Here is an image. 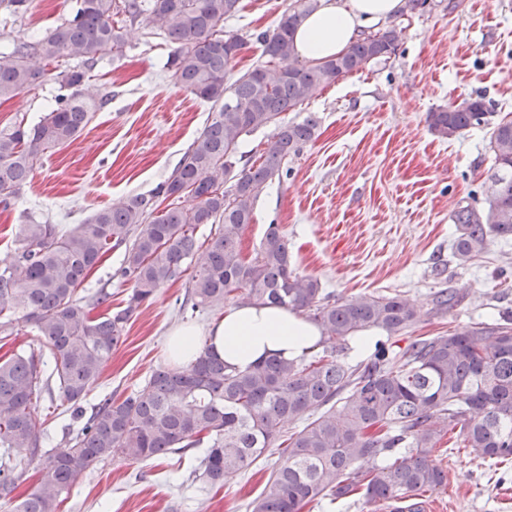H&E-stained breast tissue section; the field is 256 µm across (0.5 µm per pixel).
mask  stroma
<instances>
[{"label":"stroma","instance_id":"stroma-1","mask_svg":"<svg viewBox=\"0 0 512 512\" xmlns=\"http://www.w3.org/2000/svg\"><path fill=\"white\" fill-rule=\"evenodd\" d=\"M291 0H241L230 29L272 28ZM77 0H32L28 12L0 10V44L20 35H44L70 17ZM403 41L396 56L369 63L332 83L307 109L320 119L317 137L290 157L287 169L259 197L252 224L240 235L253 257L268 225L288 237L294 263L317 277L335 298L398 290L420 318L399 337L470 330L512 312V240H497L479 260L460 267L451 256L452 212L461 202L486 205L491 179L490 131L473 129L453 140L433 135L428 112L481 96L499 115L512 114V0H433L431 10L399 12ZM172 48L150 39L142 26L126 29L125 56L101 60L92 84L108 87L111 101L80 136L38 165L20 197L0 208V265L12 260L21 224L34 215L78 224L95 209L144 193L165 179L203 130L210 106L175 83L166 66ZM59 86H39L0 102V129L33 124L49 112ZM121 251L109 253L84 284L120 304L129 285L113 279ZM190 288L180 280L161 289L126 326L83 411L107 394L141 389L169 366L168 338L180 326L202 327L223 309L180 313ZM454 291L459 303L433 309V294ZM47 447L67 449L82 425L63 396L39 402ZM202 448L140 463L115 457L80 475L61 512H250L282 458L270 449L223 486L192 481ZM433 455L448 485L423 497L424 512H512V464L496 466L438 443Z\"/></svg>","mask_w":512,"mask_h":512}]
</instances>
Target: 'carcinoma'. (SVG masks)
Segmentation results:
<instances>
[{
  "label": "carcinoma",
  "instance_id": "1",
  "mask_svg": "<svg viewBox=\"0 0 512 512\" xmlns=\"http://www.w3.org/2000/svg\"><path fill=\"white\" fill-rule=\"evenodd\" d=\"M73 16L38 38L16 39L0 53V99L37 87L48 67L62 93L38 123L0 130V204L18 198L36 165L74 141L112 98L90 90L98 59L124 56V29L139 24L173 46L168 68L177 84L210 104L206 125L166 179L148 193L92 213L61 231L49 221L21 225L19 247L0 267V333L13 316L31 324L39 351L0 362V500L11 512H59L76 479L119 455L138 463L206 443L195 472L217 485L275 446L284 462L252 503V512H302L310 503L356 494L367 505L412 501L448 484L431 448L452 433L458 447L497 465L512 462V313L476 330L423 336L394 350L376 342L365 364L338 359L347 342L370 329L392 339L419 318L401 292L332 300L320 280L299 273L288 237L270 224L255 255L242 256L238 235L288 157L312 141L319 118L294 112L339 78L396 54L403 29L363 32L338 55L299 58L294 34L318 0H293L273 29H228L240 0H78ZM259 45L252 67L234 73L248 44ZM481 97L440 106L430 131L451 140L490 128L496 189L485 208L470 203L450 216L453 258L466 266L496 239H512V122L493 120ZM277 133L253 162L239 145L254 131ZM192 201L185 208L183 198ZM210 225L204 262L197 231ZM125 247L112 277L131 283L125 306L94 315L80 289L105 255ZM192 271L181 308L215 309L229 300L288 308L322 327V350L298 360L268 359L231 370L209 350L185 369L160 368L124 397L104 396L63 452L41 449L32 407L51 383L81 417V402L97 385L140 307ZM298 429L287 433L285 424ZM40 458L38 484L15 495L22 470Z\"/></svg>",
  "mask_w": 512,
  "mask_h": 512
}]
</instances>
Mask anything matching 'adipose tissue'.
<instances>
[{"label": "adipose tissue", "instance_id": "adipose-tissue-1", "mask_svg": "<svg viewBox=\"0 0 512 512\" xmlns=\"http://www.w3.org/2000/svg\"><path fill=\"white\" fill-rule=\"evenodd\" d=\"M403 7L404 0H320L296 31L298 55L307 61L334 56L360 31L385 22ZM321 334L320 326L294 311L250 304L226 310L207 327L176 329L169 344L176 367L187 366L205 347L225 365L246 370L275 356L295 360L307 355Z\"/></svg>", "mask_w": 512, "mask_h": 512}]
</instances>
